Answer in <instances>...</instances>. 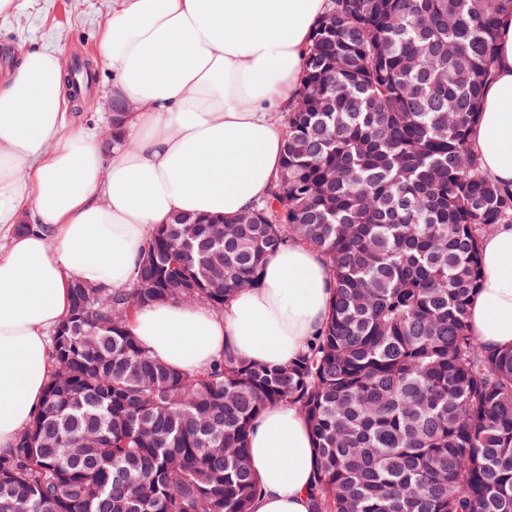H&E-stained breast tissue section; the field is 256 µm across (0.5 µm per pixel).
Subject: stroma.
I'll use <instances>...</instances> for the list:
<instances>
[{"mask_svg": "<svg viewBox=\"0 0 512 512\" xmlns=\"http://www.w3.org/2000/svg\"><path fill=\"white\" fill-rule=\"evenodd\" d=\"M112 10V0H15L14 10L0 15V44H10L11 59L0 61V83L9 79L18 59L32 48L60 56L91 59L98 81L84 98L64 99L65 132L104 133L110 124L112 71L99 61L97 42Z\"/></svg>", "mask_w": 512, "mask_h": 512, "instance_id": "35a3bbf8", "label": "stroma"}]
</instances>
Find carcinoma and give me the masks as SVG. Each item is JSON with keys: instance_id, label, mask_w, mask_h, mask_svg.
<instances>
[{"instance_id": "1", "label": "carcinoma", "mask_w": 512, "mask_h": 512, "mask_svg": "<svg viewBox=\"0 0 512 512\" xmlns=\"http://www.w3.org/2000/svg\"><path fill=\"white\" fill-rule=\"evenodd\" d=\"M507 10L330 0L269 196L232 223L184 213L149 231L127 288L73 282L42 404L0 454V512H250L251 424L279 402L316 442L314 512H512V349L467 328L480 240L512 224L471 140ZM290 241L335 282L297 361L226 351L178 371L129 333L155 302L223 310Z\"/></svg>"}]
</instances>
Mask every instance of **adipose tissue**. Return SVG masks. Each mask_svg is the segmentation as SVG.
<instances>
[{"label":"adipose tissue","mask_w":512,"mask_h":512,"mask_svg":"<svg viewBox=\"0 0 512 512\" xmlns=\"http://www.w3.org/2000/svg\"><path fill=\"white\" fill-rule=\"evenodd\" d=\"M328 0H112L98 42L113 98L136 105L127 147L63 132V63L25 52L0 84V453L35 417L50 370L48 336L74 279L130 283L147 231L185 212L231 217L266 197L282 165L280 114L302 83L305 49ZM472 142L512 190V13L501 15L492 75ZM35 227L18 231L26 208ZM482 279L468 329L483 348L512 347V224L480 243ZM334 294L324 258L302 243L267 261L257 287L223 312L157 303L129 330L166 365L208 367L230 350L285 366L322 328ZM252 512H312L315 439L292 404L252 423Z\"/></svg>","instance_id":"ef3b65f1"}]
</instances>
